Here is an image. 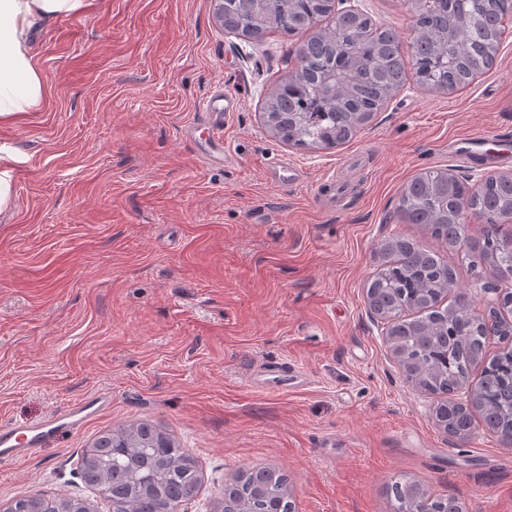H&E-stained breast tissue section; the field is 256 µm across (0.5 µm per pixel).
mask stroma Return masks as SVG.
Returning <instances> with one entry per match:
<instances>
[{
    "instance_id": "stroma-1",
    "label": "stroma",
    "mask_w": 512,
    "mask_h": 512,
    "mask_svg": "<svg viewBox=\"0 0 512 512\" xmlns=\"http://www.w3.org/2000/svg\"><path fill=\"white\" fill-rule=\"evenodd\" d=\"M355 4L410 44L404 0ZM300 42L225 33L212 0H89L38 33L43 103L0 124L17 156L0 215V426L109 403L0 465V508L39 493L106 512L81 456L100 432L145 422L199 462V493L177 512H217L225 480L254 465L286 475L295 512H394L401 475L465 512H512V447L438 427L364 298L378 242L402 236L441 253L475 311L495 300V268L472 264L478 217L451 250L397 207L427 170L512 175V161L475 168L452 150L512 141V29L467 87L408 79L350 142L317 151L280 143L262 117ZM222 91L239 108L217 127L204 101ZM218 137L224 158L207 161ZM277 362L297 369L285 393L265 382Z\"/></svg>"
}]
</instances>
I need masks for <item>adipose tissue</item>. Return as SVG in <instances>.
I'll use <instances>...</instances> for the list:
<instances>
[{
  "mask_svg": "<svg viewBox=\"0 0 512 512\" xmlns=\"http://www.w3.org/2000/svg\"><path fill=\"white\" fill-rule=\"evenodd\" d=\"M84 5V0H0V123L34 111L44 97L31 50L33 33Z\"/></svg>",
  "mask_w": 512,
  "mask_h": 512,
  "instance_id": "ef3b65f1",
  "label": "adipose tissue"
}]
</instances>
